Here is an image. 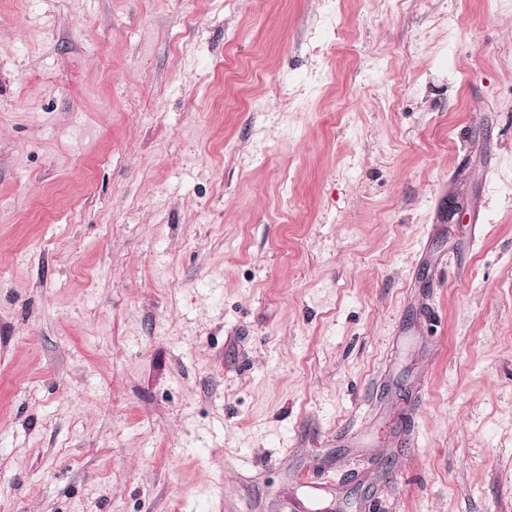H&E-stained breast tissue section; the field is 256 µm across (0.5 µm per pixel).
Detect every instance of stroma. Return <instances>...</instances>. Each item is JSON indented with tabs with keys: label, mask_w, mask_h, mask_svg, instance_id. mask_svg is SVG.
<instances>
[{
	"label": "stroma",
	"mask_w": 512,
	"mask_h": 512,
	"mask_svg": "<svg viewBox=\"0 0 512 512\" xmlns=\"http://www.w3.org/2000/svg\"><path fill=\"white\" fill-rule=\"evenodd\" d=\"M335 491L512 512V0H0V512Z\"/></svg>",
	"instance_id": "obj_1"
}]
</instances>
